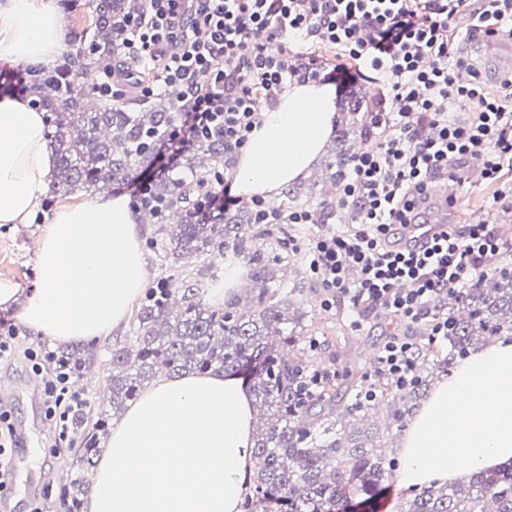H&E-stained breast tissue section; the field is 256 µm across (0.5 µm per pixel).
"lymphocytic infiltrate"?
<instances>
[{
	"instance_id": "obj_1",
	"label": "lymphocytic infiltrate",
	"mask_w": 512,
	"mask_h": 512,
	"mask_svg": "<svg viewBox=\"0 0 512 512\" xmlns=\"http://www.w3.org/2000/svg\"><path fill=\"white\" fill-rule=\"evenodd\" d=\"M463 13L472 22L461 30ZM481 31L512 37V0H146L126 43L129 61L151 65L142 96H184L156 154L161 173L212 138L223 139L225 155L241 152L258 96L272 100L292 82L322 77L378 83L382 109L370 115L377 142L351 158L343 181L351 225L318 235L306 260L322 306L345 298L358 314L390 319L376 368L398 386L415 370V344L400 326L420 325L431 342L446 337L448 317L436 302L472 286L504 247L485 224L449 225L414 251L394 243L436 180L472 169L493 186L512 170V75L494 91L472 65L466 46ZM304 43L334 50L337 65L325 74L299 66ZM24 357L55 446L71 443L85 394L54 353L29 348Z\"/></svg>"
}]
</instances>
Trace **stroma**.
<instances>
[{"mask_svg": "<svg viewBox=\"0 0 512 512\" xmlns=\"http://www.w3.org/2000/svg\"><path fill=\"white\" fill-rule=\"evenodd\" d=\"M493 187L468 178L448 206L452 224L484 222L493 225L504 241L512 242V195L494 200ZM40 227L36 224L0 225V280L31 286L35 279V244ZM271 238H262L258 247L269 256L284 260L286 267L277 277L290 291L295 310L302 315L303 328L329 347L319 360L321 367L338 374L344 383L360 391L374 383V362L369 352L377 351L378 338L388 327L386 320L372 315L358 318L348 300L337 299L332 307L321 305L323 290L309 270L303 254L319 232L316 224H276ZM23 382V389L8 404L12 421L23 443L14 456L11 478L0 486V497L7 500L50 499L60 504L63 497V472L73 459L71 446L49 447L45 440L47 424L37 410L40 394L22 364L0 366V376Z\"/></svg>", "mask_w": 512, "mask_h": 512, "instance_id": "stroma-1", "label": "stroma"}]
</instances>
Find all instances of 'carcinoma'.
Wrapping results in <instances>:
<instances>
[{
  "label": "carcinoma",
  "mask_w": 512,
  "mask_h": 512,
  "mask_svg": "<svg viewBox=\"0 0 512 512\" xmlns=\"http://www.w3.org/2000/svg\"><path fill=\"white\" fill-rule=\"evenodd\" d=\"M64 12L83 18L63 61L32 71L26 90L34 105L49 113L57 165L50 183L52 198L76 190L94 194L128 181L149 162L161 134L173 120L174 103L163 99L115 100L87 75L121 62L125 44L143 0H61ZM377 99L351 90L345 109L361 115L360 128L370 134L369 113ZM349 152H336L330 180L345 177ZM224 163V140H209L188 155L191 179L155 183L176 221L156 229L164 257L190 267L177 282L164 283L137 308L131 336L112 347L111 370L98 392V404L74 420L79 447L74 449L73 478L64 488V512H82L89 471L96 464L101 436L111 415L134 400L159 373L222 372L248 377L257 424L252 447L255 471L252 496L244 512H357L382 487L395 461L382 453L384 432L403 426L431 382L450 374L461 356L489 339L512 335V269L500 267L470 288L450 290L437 304L448 314V353L442 343L419 342L414 350L413 382L397 388L373 384L375 396L326 378L309 354L311 337L288 328L291 301L275 283V265L255 248L268 229L253 230L251 210L225 218L202 210L193 195L204 176ZM229 255L250 267L252 288L211 304L208 296L222 284L217 269L202 263L210 252ZM56 361L78 378L94 365V353L61 351ZM398 512H512V466L473 472L463 482L426 488Z\"/></svg>",
  "instance_id": "cac0c4a2"
}]
</instances>
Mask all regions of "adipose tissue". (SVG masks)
Instances as JSON below:
<instances>
[{
  "mask_svg": "<svg viewBox=\"0 0 512 512\" xmlns=\"http://www.w3.org/2000/svg\"><path fill=\"white\" fill-rule=\"evenodd\" d=\"M52 0H0V60L39 64L62 48ZM335 92L294 85L261 110L236 161L233 188L275 196L303 177L334 130ZM45 112L0 97V224L41 220L29 293L0 281V311L40 338L88 344L126 318L146 287L148 261L126 194L48 209L53 154ZM253 408L240 377L159 378L130 405L97 464L87 512H242ZM396 482L420 490L459 467L512 465V337L461 360L405 428Z\"/></svg>",
  "mask_w": 512,
  "mask_h": 512,
  "instance_id": "ef3b65f1",
  "label": "adipose tissue"
}]
</instances>
